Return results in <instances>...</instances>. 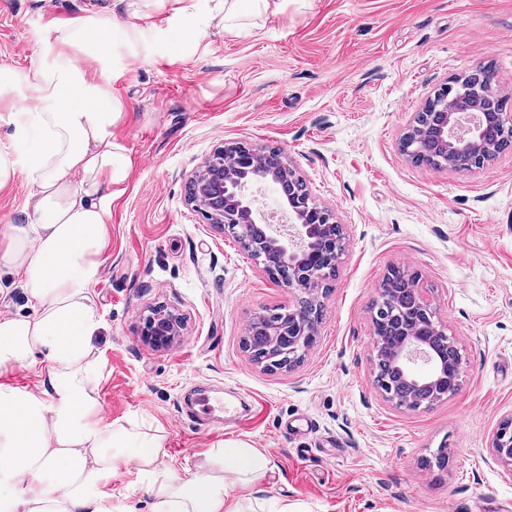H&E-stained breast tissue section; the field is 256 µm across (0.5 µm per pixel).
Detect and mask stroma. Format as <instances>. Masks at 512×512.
I'll use <instances>...</instances> for the list:
<instances>
[{"label": "stroma", "mask_w": 512, "mask_h": 512, "mask_svg": "<svg viewBox=\"0 0 512 512\" xmlns=\"http://www.w3.org/2000/svg\"><path fill=\"white\" fill-rule=\"evenodd\" d=\"M121 9L0 0V64L27 67L58 23ZM480 67L512 113V0H285L237 35L175 21L146 55L115 52L106 74L127 117L113 134L133 171L109 205L91 290L103 424L162 428L161 458L179 469L246 442L272 463L247 495L308 512L512 505V469L489 448L512 415V145L469 172L399 147L438 89ZM228 142L283 151L345 234L316 343L288 371L262 369L241 339L297 293L186 202L188 175ZM396 267L418 274L462 354L458 390L417 410L374 383L373 305ZM153 306L185 317L171 349L140 337ZM194 387L223 403L246 396L251 410L233 428L200 424Z\"/></svg>", "instance_id": "obj_1"}]
</instances>
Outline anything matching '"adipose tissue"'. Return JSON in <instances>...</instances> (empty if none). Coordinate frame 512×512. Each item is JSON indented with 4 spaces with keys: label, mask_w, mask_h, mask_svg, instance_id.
Masks as SVG:
<instances>
[{
    "label": "adipose tissue",
    "mask_w": 512,
    "mask_h": 512,
    "mask_svg": "<svg viewBox=\"0 0 512 512\" xmlns=\"http://www.w3.org/2000/svg\"><path fill=\"white\" fill-rule=\"evenodd\" d=\"M205 25L234 34L247 16L279 10L281 0H211ZM126 23L90 15L55 26L45 59L24 69L0 64V107L12 130L0 140V191L24 178L32 211L24 224L0 225V267L23 289L30 311L0 316V367L44 364L36 391L0 385V512H136L112 502V480L136 472L149 512H301L280 501L255 505L235 493L261 477L267 456L230 441L205 464L178 471L161 462L163 437L139 425H105L100 367L92 338L100 319L91 290L106 242L107 193H119L133 167L114 135L123 101L89 77L69 51L101 63L121 31L132 55L172 19L195 25L197 0H121Z\"/></svg>",
    "instance_id": "1"
}]
</instances>
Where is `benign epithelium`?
<instances>
[{"instance_id": "7a95c632", "label": "benign epithelium", "mask_w": 512, "mask_h": 512, "mask_svg": "<svg viewBox=\"0 0 512 512\" xmlns=\"http://www.w3.org/2000/svg\"><path fill=\"white\" fill-rule=\"evenodd\" d=\"M506 100L493 91L490 72H484L476 82L458 81L440 88L430 99L427 109L438 111L436 139L440 158L435 166L449 169L462 162H475L474 152L483 153L481 160L495 155L492 147L481 139L480 126H472L457 137L453 130L462 115L474 112L494 113L506 131L512 130V114L502 111ZM225 165L231 170L229 178L223 171L214 170L207 160L189 176L188 201L196 211L210 217L225 234L239 241L256 263L269 269L272 263L288 266L284 285L313 296L325 281L327 270L312 265L319 249L336 250L341 243L342 229L336 224L333 211L313 202L302 177L288 165L278 170L260 166L264 152L243 144L224 147ZM258 184L288 186V192L278 198L277 204L288 216L286 224H272L273 216L255 209L251 189ZM417 311L421 319H414L399 328L401 341L393 358V365L411 384L418 386L459 385L461 366L451 367L448 360L432 353L428 336L446 333L445 327L434 321V312L420 288ZM180 315L155 309L143 318L141 336L147 344L170 349L182 332ZM268 350L283 346L302 360L312 348L317 333V321L308 309L296 306L288 310V320L277 326L260 329ZM492 455L512 467V417L506 419L490 439Z\"/></svg>"}]
</instances>
